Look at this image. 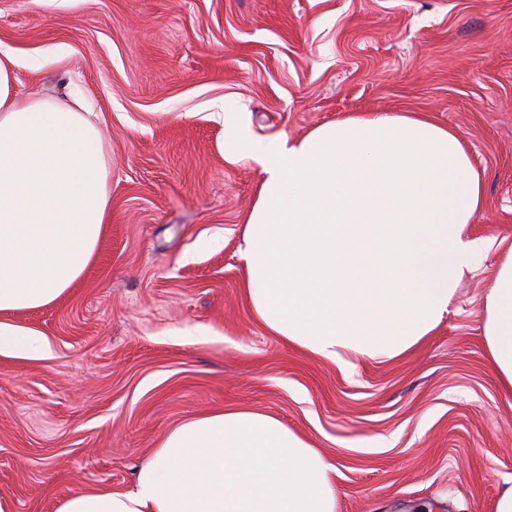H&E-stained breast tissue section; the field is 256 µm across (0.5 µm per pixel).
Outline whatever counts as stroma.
I'll use <instances>...</instances> for the list:
<instances>
[{"instance_id": "35a3bbf8", "label": "stroma", "mask_w": 512, "mask_h": 512, "mask_svg": "<svg viewBox=\"0 0 512 512\" xmlns=\"http://www.w3.org/2000/svg\"><path fill=\"white\" fill-rule=\"evenodd\" d=\"M22 96L76 91L105 137L95 259L55 302L5 312L49 356L0 354V502L57 512L125 491L172 428L227 408L278 418L334 465L337 512H495L512 486V392L481 311L512 248V0H0ZM353 112L456 130L486 238L448 313L405 356L351 367L271 336L242 293L262 173L229 156Z\"/></svg>"}]
</instances>
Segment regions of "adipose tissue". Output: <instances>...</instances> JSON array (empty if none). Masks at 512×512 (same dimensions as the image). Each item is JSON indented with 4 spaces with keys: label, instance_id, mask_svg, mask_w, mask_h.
Returning <instances> with one entry per match:
<instances>
[{
    "label": "adipose tissue",
    "instance_id": "ef3b65f1",
    "mask_svg": "<svg viewBox=\"0 0 512 512\" xmlns=\"http://www.w3.org/2000/svg\"><path fill=\"white\" fill-rule=\"evenodd\" d=\"M0 48V312L55 302L85 273L110 212L98 125L80 100L21 98ZM262 181L244 220V294L273 336L321 359L395 358L448 313L485 248L466 231L482 179L460 135L408 113L350 114L305 136L231 138ZM490 366L512 391V249L486 296ZM0 353L41 359L0 323ZM332 466L267 413L234 408L167 432L128 491L58 512H336Z\"/></svg>",
    "mask_w": 512,
    "mask_h": 512
}]
</instances>
